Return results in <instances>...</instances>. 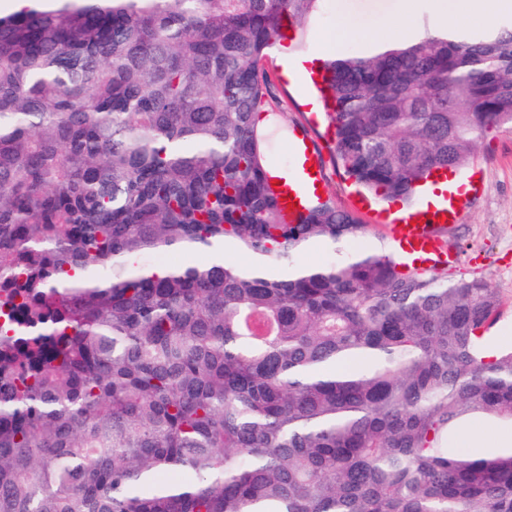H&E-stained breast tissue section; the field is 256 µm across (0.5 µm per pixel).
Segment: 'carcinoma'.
I'll return each instance as SVG.
<instances>
[{
  "label": "carcinoma",
  "mask_w": 512,
  "mask_h": 512,
  "mask_svg": "<svg viewBox=\"0 0 512 512\" xmlns=\"http://www.w3.org/2000/svg\"><path fill=\"white\" fill-rule=\"evenodd\" d=\"M321 2L0 15V512H512V452L455 448L512 426L497 290L345 254L352 212L290 222L273 188L262 63ZM322 73L337 165L383 201L512 127V21ZM313 242L336 257L297 263ZM166 253L209 258L139 263Z\"/></svg>",
  "instance_id": "obj_1"
}]
</instances>
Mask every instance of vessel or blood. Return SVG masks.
Returning a JSON list of instances; mask_svg holds the SVG:
<instances>
[{"label": "vessel or blood", "instance_id": "vessel-or-blood-1", "mask_svg": "<svg viewBox=\"0 0 512 512\" xmlns=\"http://www.w3.org/2000/svg\"><path fill=\"white\" fill-rule=\"evenodd\" d=\"M291 144L297 157V167L292 177L278 184L282 203L304 208L310 194L324 190L323 160L319 147L309 131L295 128ZM448 209L430 208L416 214L413 223L390 225L391 246L406 263L423 267H450L455 261L454 254L445 244Z\"/></svg>", "mask_w": 512, "mask_h": 512}]
</instances>
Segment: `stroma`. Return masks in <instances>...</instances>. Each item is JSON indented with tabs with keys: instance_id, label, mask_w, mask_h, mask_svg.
<instances>
[{
	"instance_id": "obj_1",
	"label": "stroma",
	"mask_w": 512,
	"mask_h": 512,
	"mask_svg": "<svg viewBox=\"0 0 512 512\" xmlns=\"http://www.w3.org/2000/svg\"><path fill=\"white\" fill-rule=\"evenodd\" d=\"M428 6V0H324L321 13L307 25L303 49L311 51L322 33L345 19L354 27L347 50H362L364 39L386 35V21L394 14L408 12L416 25H424ZM264 66L274 85L273 111L283 114L288 124L307 127L316 137L328 192L365 226L358 238L346 244V251L389 247L387 218L401 210V203H379L357 193L336 165L325 110H313L309 93L286 74L278 51L270 52ZM458 175L474 178L475 183L450 224L451 242L457 248L453 272L484 278L497 289L502 304L489 334L508 348L512 346V129L501 128L486 136Z\"/></svg>"
}]
</instances>
